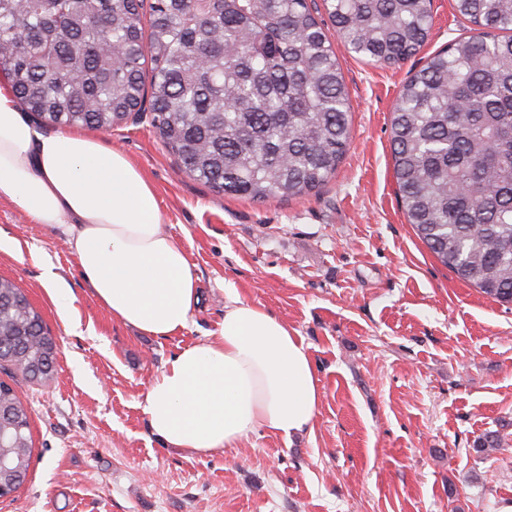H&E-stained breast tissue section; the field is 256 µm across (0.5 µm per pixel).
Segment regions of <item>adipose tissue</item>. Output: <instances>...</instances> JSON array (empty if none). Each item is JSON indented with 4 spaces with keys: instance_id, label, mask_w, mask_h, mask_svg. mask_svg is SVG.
Here are the masks:
<instances>
[{
    "instance_id": "ef3b65f1",
    "label": "adipose tissue",
    "mask_w": 512,
    "mask_h": 512,
    "mask_svg": "<svg viewBox=\"0 0 512 512\" xmlns=\"http://www.w3.org/2000/svg\"><path fill=\"white\" fill-rule=\"evenodd\" d=\"M64 238L92 296L113 318L167 339L187 330L201 292L194 265L164 232L156 191L99 135L39 129L0 84V200ZM320 385L303 336L225 291L224 317L179 347L144 398L150 430L202 455L255 431L311 425Z\"/></svg>"
}]
</instances>
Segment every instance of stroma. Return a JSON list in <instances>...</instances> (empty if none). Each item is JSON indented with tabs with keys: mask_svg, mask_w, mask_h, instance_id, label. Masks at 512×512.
<instances>
[{
	"mask_svg": "<svg viewBox=\"0 0 512 512\" xmlns=\"http://www.w3.org/2000/svg\"><path fill=\"white\" fill-rule=\"evenodd\" d=\"M421 52L377 67L338 49L352 143L334 176L288 200L229 197L187 175L147 121L103 132L155 187L202 288L181 336L113 319L62 237L0 201V277L58 344L50 381L20 382L33 456L0 512H500L512 502V307L460 280L416 236L393 177L390 117L427 56L472 33L432 0ZM68 290L66 307L45 279ZM304 337L320 381L310 427L211 455L166 447L151 380L224 316V289ZM502 445L473 449L484 431Z\"/></svg>",
	"mask_w": 512,
	"mask_h": 512,
	"instance_id": "1",
	"label": "stroma"
}]
</instances>
